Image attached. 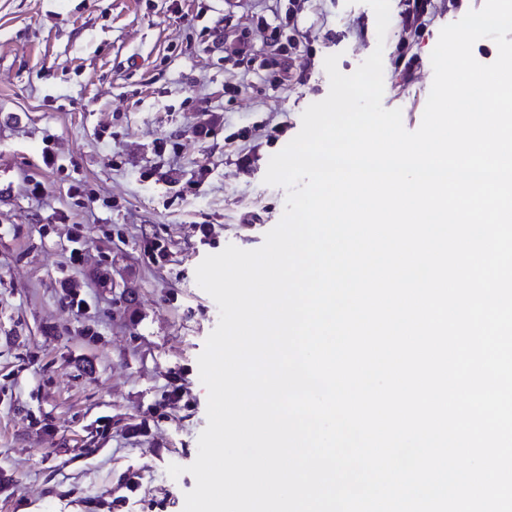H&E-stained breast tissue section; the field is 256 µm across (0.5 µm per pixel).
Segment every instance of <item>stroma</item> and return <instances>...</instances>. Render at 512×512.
Listing matches in <instances>:
<instances>
[{"mask_svg": "<svg viewBox=\"0 0 512 512\" xmlns=\"http://www.w3.org/2000/svg\"><path fill=\"white\" fill-rule=\"evenodd\" d=\"M407 2L381 40L363 0H0V512H183L219 320L195 270L280 221L264 176L327 56L383 45L418 129L441 29L485 0H427L418 31Z\"/></svg>", "mask_w": 512, "mask_h": 512, "instance_id": "stroma-1", "label": "stroma"}]
</instances>
